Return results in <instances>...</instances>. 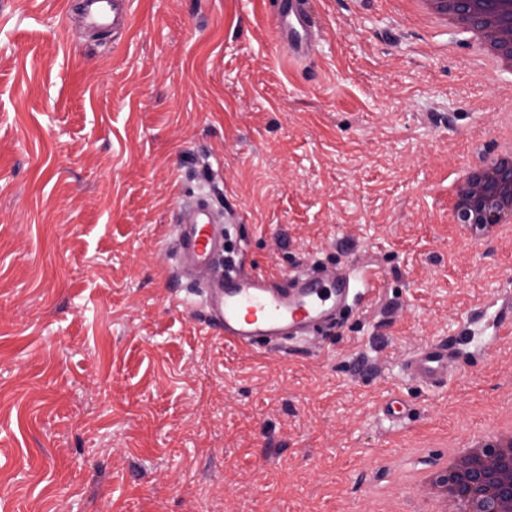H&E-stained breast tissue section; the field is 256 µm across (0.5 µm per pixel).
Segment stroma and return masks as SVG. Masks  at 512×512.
<instances>
[{
    "label": "stroma",
    "instance_id": "35a3bbf8",
    "mask_svg": "<svg viewBox=\"0 0 512 512\" xmlns=\"http://www.w3.org/2000/svg\"><path fill=\"white\" fill-rule=\"evenodd\" d=\"M311 6L296 67L257 0H131L97 37L0 0V512H417L512 418V333L464 337L434 390L399 370L512 292V226L448 221L512 138V75L402 0ZM199 195L248 263L374 262L379 301L305 348L225 344L169 278ZM412 411V405L402 395H392L382 405L383 416L393 425L401 428ZM512 442V428L510 427L505 431H498L494 433V435H486L481 434L478 436L475 442L472 444H465L462 446H458L457 448H453V454L456 458L462 459L467 456L470 448L477 447L480 444H492L498 447H508Z\"/></svg>",
    "mask_w": 512,
    "mask_h": 512
}]
</instances>
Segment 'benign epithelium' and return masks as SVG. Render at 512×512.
<instances>
[{
    "label": "benign epithelium",
    "instance_id": "1",
    "mask_svg": "<svg viewBox=\"0 0 512 512\" xmlns=\"http://www.w3.org/2000/svg\"><path fill=\"white\" fill-rule=\"evenodd\" d=\"M475 0H446L448 16L487 32L491 40L512 59V27L474 8ZM464 218L476 224H496L499 207L512 205V161L493 172L470 179L462 188ZM441 483L459 497H478L486 512H512V466L505 467L501 456L491 448L478 451L469 461L448 471Z\"/></svg>",
    "mask_w": 512,
    "mask_h": 512
}]
</instances>
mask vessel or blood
<instances>
[{"mask_svg": "<svg viewBox=\"0 0 512 512\" xmlns=\"http://www.w3.org/2000/svg\"><path fill=\"white\" fill-rule=\"evenodd\" d=\"M85 28H128L132 17L128 0H79ZM270 16L275 44L289 62L310 55L319 32L310 0H272ZM177 276H191L181 306L193 305L210 326L221 331L227 344L251 348L261 344L281 349L316 336L335 333L343 311L367 306L383 282L381 268L373 263L331 265L314 271H289L278 276L248 266L242 248H231L222 212L207 199L186 200L177 208L170 249ZM512 317V300L503 299L494 312H477L460 329L468 335L471 325L491 323L500 330ZM453 345L437 342L408 356L404 375L434 389L448 380V357ZM412 411L403 395H393L382 405L384 417L403 426Z\"/></svg>", "mask_w": 512, "mask_h": 512, "instance_id": "obj_1", "label": "vessel or blood"}]
</instances>
